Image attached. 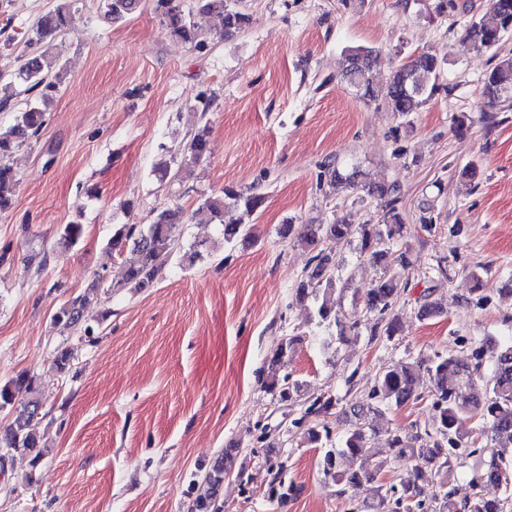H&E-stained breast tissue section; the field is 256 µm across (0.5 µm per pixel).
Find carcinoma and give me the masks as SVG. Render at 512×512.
<instances>
[{"label": "carcinoma", "instance_id": "carcinoma-1", "mask_svg": "<svg viewBox=\"0 0 512 512\" xmlns=\"http://www.w3.org/2000/svg\"><path fill=\"white\" fill-rule=\"evenodd\" d=\"M141 0H101L106 16L117 22L134 14ZM155 10L169 31L198 48L204 46L202 29L192 14H186L174 5V0H155ZM197 14L217 15L222 18L224 32L238 31L246 26L249 16L231 4V0H197ZM73 19L70 0L48 11L37 22L27 44L40 49V53L27 58L10 74L14 82L26 85V91L38 92L36 101H27L18 112L15 123L0 127V155L9 153L16 145L37 136L45 124L46 105L59 85L60 75L53 73L55 61L49 53V43ZM512 34V0H499L490 6L486 16L471 21L466 29L464 44L472 51L491 49L504 36ZM350 65L346 81L356 95L368 101H380L398 118H405L425 102L436 89V80L443 60L432 51H422L394 69L388 80L377 79L378 55L364 46L348 48ZM483 104L490 108L512 107V59L502 60L485 74L480 90ZM210 154L209 127L198 128L184 147V159L175 172L162 161L158 169L162 176L169 174L180 179L189 166L205 161ZM326 173L340 193L350 194L358 189L383 201L378 224H352L346 215L336 217L330 224H304L299 231L286 224L280 230L283 238L313 253L310 272L299 281L296 296L312 304L317 324L336 329V340L349 342L362 336L358 323L347 324L342 308L336 306L333 295L341 282L332 264V248L340 240L355 238L359 252L382 265V275L373 287L357 292L366 311L373 317L369 326L368 342L383 343L394 339L400 332V317L396 313L408 267L406 252L397 249L406 233L404 217L398 211L399 186L395 183H365L362 173L355 168L342 173L336 162L327 164ZM18 179L13 169L0 165V213L10 210L15 203ZM265 202V196L251 192L244 195L226 188L222 194L204 199L206 207L222 226L224 242L251 238L253 226L243 222V216L256 213ZM183 210L175 208L160 211L150 224H120L112 234L109 245L120 252L132 247L136 262L122 269L118 280L107 284L100 277L84 292L68 298L51 314L53 325L78 330L91 341L96 340L92 327L82 323L84 309L98 302L99 290H118L129 287L144 291L154 286L162 271L172 260L189 266L209 256L206 242L196 241L190 246L183 243ZM298 337L290 336L279 345L268 359L269 374L265 386L282 404L294 403L300 398L301 386L279 375L288 352ZM473 361L465 363L439 354L432 359L400 362L383 367L369 393L372 403L369 411L380 414L392 406H401L416 397V371L426 366L434 380L435 413L431 424L424 430L397 429L389 432L390 447L409 460L416 461L415 473L434 472L435 490L432 499L438 512H512V459L504 457L503 448L512 447V342L486 340L475 346ZM490 362V376L486 382L487 394L474 401L463 393V387L474 383L483 361ZM337 398L331 394L309 400L299 424L312 415L331 410ZM43 401L33 377L22 372L0 382V411L7 410L8 423L0 425V460L19 454L37 464L43 457L39 430ZM478 420L486 443L481 448H468L461 425ZM371 424L358 422L340 437L339 445L331 444L329 430L319 432L308 428L304 440L323 449L319 467L324 476L345 487L362 481L375 484L374 501L368 506L372 512H421L424 500L421 489L411 482L401 487H389L380 479L389 472L387 459L379 456L371 444ZM476 456L479 462L469 469L467 477L472 493L458 497L455 473L465 467L466 459ZM224 453L217 454L199 479L193 480V499L190 512H222L224 493ZM486 483L503 487V495L487 498L482 493Z\"/></svg>", "mask_w": 512, "mask_h": 512}]
</instances>
